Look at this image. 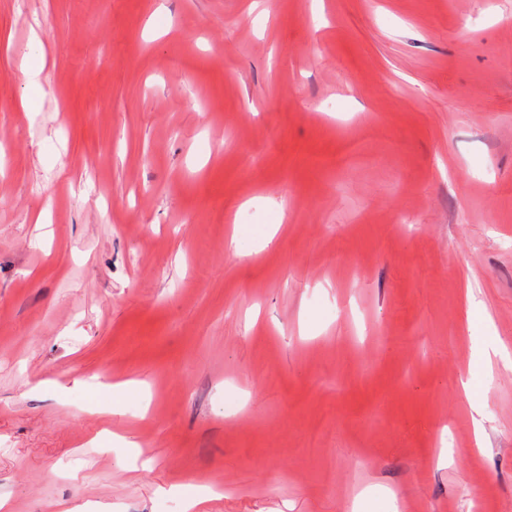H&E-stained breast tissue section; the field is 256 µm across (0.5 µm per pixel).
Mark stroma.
I'll return each instance as SVG.
<instances>
[{"instance_id":"obj_1","label":"stroma","mask_w":512,"mask_h":512,"mask_svg":"<svg viewBox=\"0 0 512 512\" xmlns=\"http://www.w3.org/2000/svg\"><path fill=\"white\" fill-rule=\"evenodd\" d=\"M1 136L0 512H512V0H0Z\"/></svg>"}]
</instances>
